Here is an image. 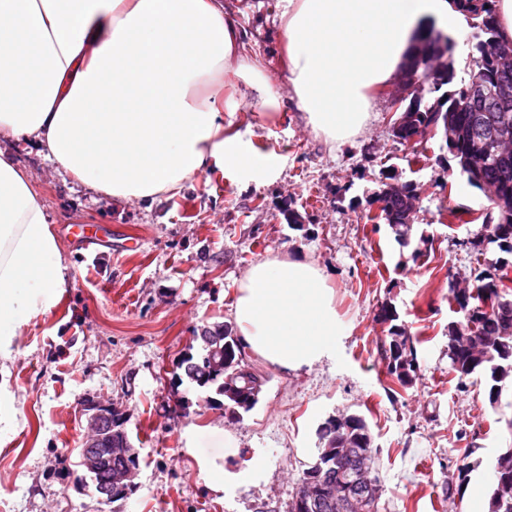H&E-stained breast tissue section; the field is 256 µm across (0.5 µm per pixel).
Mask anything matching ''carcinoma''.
Instances as JSON below:
<instances>
[{"label": "carcinoma", "mask_w": 512, "mask_h": 512, "mask_svg": "<svg viewBox=\"0 0 512 512\" xmlns=\"http://www.w3.org/2000/svg\"><path fill=\"white\" fill-rule=\"evenodd\" d=\"M462 11L470 20L471 31L465 47L472 62L469 76L479 74L485 80H492L497 73L496 45L501 43L495 10V0H457ZM445 41L443 54L424 56L414 54L409 66L411 76L425 79L427 89L417 96L401 85L403 95L401 108L414 115L413 125L397 138L417 147L424 140L441 137L443 147L451 155V161L466 175L470 186L487 193L491 206L497 210V222L483 221L484 233L474 243L479 248L484 242L497 245L500 251L512 255V154L505 159L494 156L488 144L485 128L504 118L512 121V103L504 107L481 98L468 96L472 81L457 86L453 61L456 42L448 35L431 27L419 39L418 46H433L438 40ZM396 176L389 174L386 182L372 198L371 203L379 204L380 219L395 229L397 241L405 245L409 240L412 225L406 223V212L410 201L418 199L417 186L411 182L401 183L405 191L402 196L393 192L392 181ZM512 262L497 261L495 265L475 278V285L462 292L449 285L448 296L459 306L463 320L459 324L467 330L465 339L454 337V327H448V359L450 371L459 380L474 373H483L490 382V401L498 403L507 380H512V316L503 317L497 308L499 295H512V277L509 268ZM201 340L199 349L189 346L178 368L179 383L186 385V392L205 394L204 400L216 407L227 406L238 414L251 411L257 404L252 401L246 406L225 394L226 387L235 388L238 396L243 392L262 389L266 379L249 364L233 328L227 325L205 326L198 333ZM388 374L402 385L412 383L418 368L414 357L411 338L397 325L390 327V341L384 349ZM211 360L220 367L219 377L204 385L195 380V366L203 360ZM345 419L357 423V432L331 428L324 422L320 429V446L317 457H336V450L353 453L357 450L367 454L370 463H375L372 445L362 446L358 434L367 427L365 419L358 415H347ZM103 430L112 435V447H126L128 462L139 467V455L132 447L128 432L122 424L104 419ZM487 512H512V492L499 498L496 486L488 488Z\"/></svg>", "instance_id": "1"}]
</instances>
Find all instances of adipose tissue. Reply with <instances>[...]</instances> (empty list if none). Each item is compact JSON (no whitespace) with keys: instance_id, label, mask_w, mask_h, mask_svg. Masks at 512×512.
Segmentation results:
<instances>
[{"instance_id":"obj_1","label":"adipose tissue","mask_w":512,"mask_h":512,"mask_svg":"<svg viewBox=\"0 0 512 512\" xmlns=\"http://www.w3.org/2000/svg\"><path fill=\"white\" fill-rule=\"evenodd\" d=\"M432 21L464 43L453 0H283L285 65L316 136L341 144L361 132L372 90ZM243 36L224 0H0V138L42 147L59 173L126 201L174 195L214 169L274 168L224 122L248 99L281 109ZM68 283L29 176L0 149V356ZM234 324L244 350L285 373L335 360L345 334L326 270L304 258L254 264Z\"/></svg>"}]
</instances>
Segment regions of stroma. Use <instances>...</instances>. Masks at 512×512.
<instances>
[{"label": "stroma", "mask_w": 512, "mask_h": 512, "mask_svg": "<svg viewBox=\"0 0 512 512\" xmlns=\"http://www.w3.org/2000/svg\"><path fill=\"white\" fill-rule=\"evenodd\" d=\"M281 9L282 0H224L245 32V54L282 101L273 120L243 105L231 131L274 156V170H213L151 205L116 203L60 175L28 143H13L52 221L69 288L52 313L19 329L0 360V399L17 410L0 433V512H287L322 423L342 414L369 427L381 512H487L472 489L487 484L490 463L512 448V385L494 406L485 375L461 382L450 372L448 325L461 315L448 304V284L467 287L501 253L493 244L474 250L480 223L449 222L448 212L484 214L490 204L440 162L439 139L422 143L426 162L408 166L411 147L392 133V86L374 90L372 119L358 137L335 147L313 134L281 62ZM387 170L419 188L406 246L388 224L366 218ZM292 210L299 223H289ZM92 228L95 244L82 239ZM288 256L313 260L332 277L345 328L335 361L286 374L253 355L267 382L242 419L203 402L182 412L185 388L174 372L195 332L232 323L247 270ZM385 304L416 349L419 369L408 386L386 370L389 326L377 318ZM88 397L124 412L139 453L137 490L118 508L74 483ZM216 427L239 441L238 455L218 467ZM469 459L479 466L461 475ZM251 460L258 467L250 482L211 489L221 470Z\"/></svg>", "instance_id": "1"}]
</instances>
